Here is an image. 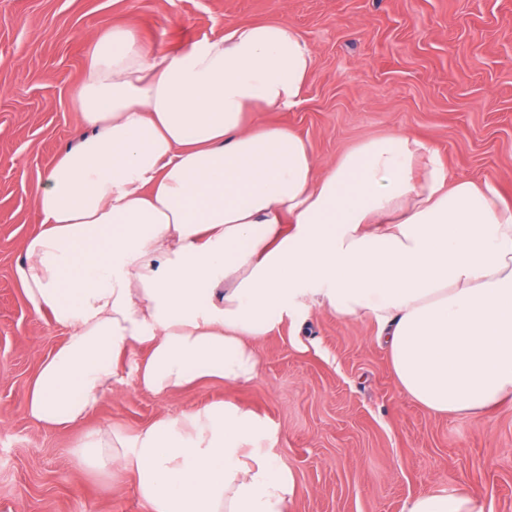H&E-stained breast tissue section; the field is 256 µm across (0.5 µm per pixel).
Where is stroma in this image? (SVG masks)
Instances as JSON below:
<instances>
[{
  "label": "stroma",
  "mask_w": 512,
  "mask_h": 512,
  "mask_svg": "<svg viewBox=\"0 0 512 512\" xmlns=\"http://www.w3.org/2000/svg\"><path fill=\"white\" fill-rule=\"evenodd\" d=\"M284 21L315 52L301 102L254 124L304 136L323 163L405 132L450 177L512 200V0H0V512H142L132 477L76 474L88 430L128 434L163 415L234 401L268 420L296 474L292 512H402L409 498L468 488L512 512V400L482 415H437L401 395L370 319L312 308L264 337L261 371L161 397L124 382L81 425L34 423L24 393L63 334L15 276L39 227L33 190L86 128L73 102L85 37L134 24L158 53L232 25Z\"/></svg>",
  "instance_id": "stroma-1"
}]
</instances>
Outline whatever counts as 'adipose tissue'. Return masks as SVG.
Segmentation results:
<instances>
[{
  "mask_svg": "<svg viewBox=\"0 0 512 512\" xmlns=\"http://www.w3.org/2000/svg\"><path fill=\"white\" fill-rule=\"evenodd\" d=\"M87 47L74 100L91 134L35 187L42 228L16 268L32 310L65 333L27 389L32 421H84L137 346L136 380L157 396L252 381L258 342L314 306L375 321L400 393L432 413L512 397V203L494 186L451 180L405 134L322 170L298 133L252 125L294 107L312 74L289 23L234 25L174 54L131 26ZM69 453L78 472L131 475L143 512H292L275 434L233 401L132 436L97 428ZM404 512L481 509L458 490Z\"/></svg>",
  "mask_w": 512,
  "mask_h": 512,
  "instance_id": "obj_1",
  "label": "adipose tissue"
}]
</instances>
